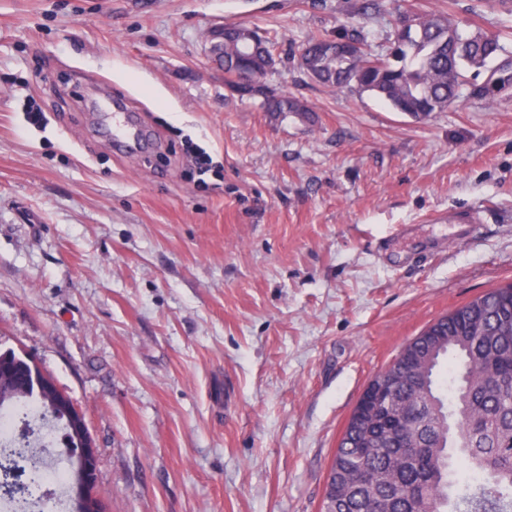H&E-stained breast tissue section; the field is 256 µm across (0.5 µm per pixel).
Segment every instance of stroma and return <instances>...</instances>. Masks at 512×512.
<instances>
[{"mask_svg":"<svg viewBox=\"0 0 512 512\" xmlns=\"http://www.w3.org/2000/svg\"><path fill=\"white\" fill-rule=\"evenodd\" d=\"M0 0V350L84 414L105 512H322L346 422L429 324L512 283V85L417 119L287 52L395 14L499 32L512 0ZM255 26L240 98L208 32ZM154 137L114 152L88 78ZM211 156L199 177L190 151ZM479 211L462 240L440 213ZM225 29L224 27H219L213 30L209 35L210 41H214L215 43L219 41L224 42ZM258 47L266 51L271 57L269 69L272 68L274 64L272 42L264 37V40L261 41ZM239 54L240 50L237 44L231 41L224 42V73L230 78L231 83H234L235 78H238L239 85L236 92L239 96L250 98L261 97L262 106L266 112H290L304 116L307 120L313 119L312 112L314 111L309 109L300 99L294 96L278 95L261 82V79L267 74L269 69L262 73L248 70L247 76H241L237 73L232 66H235L238 71L240 70L239 64H234V59L238 58Z\"/></svg>","mask_w":512,"mask_h":512,"instance_id":"obj_1","label":"stroma"}]
</instances>
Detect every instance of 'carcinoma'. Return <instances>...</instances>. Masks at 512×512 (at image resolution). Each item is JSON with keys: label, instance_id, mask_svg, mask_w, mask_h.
Wrapping results in <instances>:
<instances>
[{"label": "carcinoma", "instance_id": "cac0c4a2", "mask_svg": "<svg viewBox=\"0 0 512 512\" xmlns=\"http://www.w3.org/2000/svg\"><path fill=\"white\" fill-rule=\"evenodd\" d=\"M392 23L389 57L374 59L367 36L344 28L334 37L305 41L297 68L309 80L336 89L369 92L415 118L443 112L463 94L464 71L498 61V79L469 92L494 99L512 82V59L499 35L476 30L463 37L443 14L413 17L402 33ZM240 50L224 42V73L238 80L241 97H260L267 112L313 119L294 96L279 95L261 79L234 69ZM12 377L0 382V412L32 403L48 410L32 387L30 363L15 357ZM374 379L390 396L405 398L395 415L379 402L349 417L330 465L323 512H512V283L493 288L427 326ZM28 463L30 482L43 469L26 448L4 449Z\"/></svg>", "mask_w": 512, "mask_h": 512}]
</instances>
